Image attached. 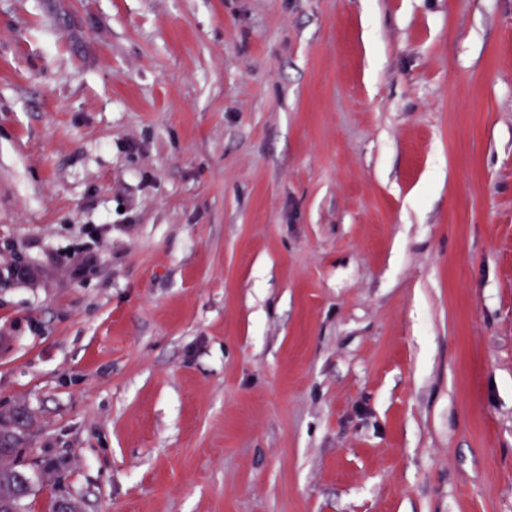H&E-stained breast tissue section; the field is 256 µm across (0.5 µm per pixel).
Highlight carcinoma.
<instances>
[{
  "label": "carcinoma",
  "instance_id": "obj_1",
  "mask_svg": "<svg viewBox=\"0 0 512 512\" xmlns=\"http://www.w3.org/2000/svg\"><path fill=\"white\" fill-rule=\"evenodd\" d=\"M29 427L30 419L23 410L0 413V499L10 512H23V502L32 491L27 471L16 462Z\"/></svg>",
  "mask_w": 512,
  "mask_h": 512
}]
</instances>
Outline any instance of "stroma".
Here are the masks:
<instances>
[{"label":"stroma","instance_id":"1","mask_svg":"<svg viewBox=\"0 0 512 512\" xmlns=\"http://www.w3.org/2000/svg\"><path fill=\"white\" fill-rule=\"evenodd\" d=\"M19 405L25 512H512V0H0Z\"/></svg>","mask_w":512,"mask_h":512}]
</instances>
